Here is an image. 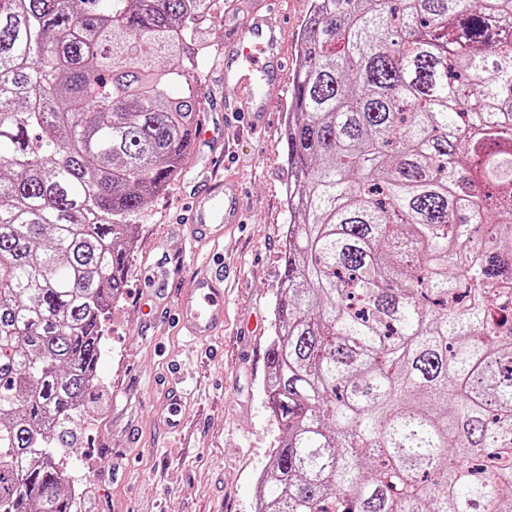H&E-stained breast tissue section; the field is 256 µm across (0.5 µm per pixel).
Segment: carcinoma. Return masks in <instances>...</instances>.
Returning a JSON list of instances; mask_svg holds the SVG:
<instances>
[{"label": "carcinoma", "mask_w": 512, "mask_h": 512, "mask_svg": "<svg viewBox=\"0 0 512 512\" xmlns=\"http://www.w3.org/2000/svg\"><path fill=\"white\" fill-rule=\"evenodd\" d=\"M219 8L0 0V512H74L54 448ZM288 112L256 512H512V0H314Z\"/></svg>", "instance_id": "obj_1"}]
</instances>
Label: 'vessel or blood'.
Instances as JSON below:
<instances>
[{"mask_svg":"<svg viewBox=\"0 0 512 512\" xmlns=\"http://www.w3.org/2000/svg\"><path fill=\"white\" fill-rule=\"evenodd\" d=\"M285 31L276 20L274 0L233 16L224 25L225 84L234 86L233 98L224 102L226 122H240L251 132L264 131L274 110L266 90L282 86L286 74L283 55ZM241 189L233 177H206L195 188L186 227L198 246L218 244L240 222ZM224 266L221 258L199 269L175 307L176 325L186 335L202 339L224 326ZM166 430L181 432V393H170Z\"/></svg>","mask_w":512,"mask_h":512,"instance_id":"1","label":"vessel or blood"}]
</instances>
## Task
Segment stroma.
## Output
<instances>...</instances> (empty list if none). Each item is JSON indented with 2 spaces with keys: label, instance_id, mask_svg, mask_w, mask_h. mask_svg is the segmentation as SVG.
Instances as JSON below:
<instances>
[{
  "label": "stroma",
  "instance_id": "1",
  "mask_svg": "<svg viewBox=\"0 0 512 512\" xmlns=\"http://www.w3.org/2000/svg\"><path fill=\"white\" fill-rule=\"evenodd\" d=\"M278 10L293 67L311 0H278ZM201 69L202 94L215 104L210 118L224 125L229 144L219 172L239 176L243 186V222L220 247L224 329L201 341L179 331L171 311L150 321L140 313L141 277L161 254L169 256L166 278L173 297L205 259L175 230L185 223L200 172L215 152L200 142L182 174L133 218L135 251L122 296L106 320L98 384L84 404L99 415L72 424L75 445L61 452L67 473L82 486V512H255L257 483L280 434L263 384L288 229L283 133L290 89L270 90V124L252 135L224 124L228 90L213 61L202 62ZM174 375L186 389L187 426L178 435L163 428Z\"/></svg>",
  "mask_w": 512,
  "mask_h": 512
}]
</instances>
